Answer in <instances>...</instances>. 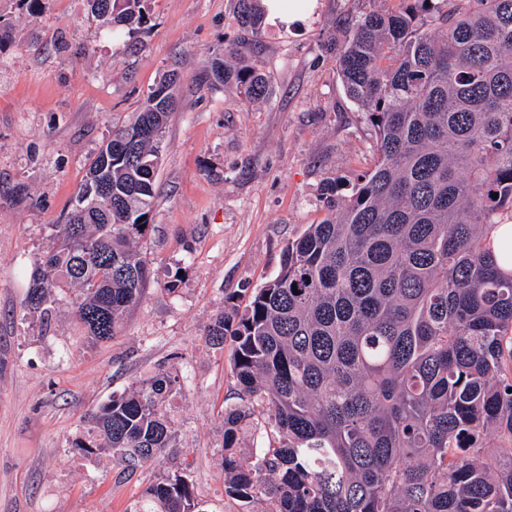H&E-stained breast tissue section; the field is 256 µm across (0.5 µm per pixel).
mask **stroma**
Returning a JSON list of instances; mask_svg holds the SVG:
<instances>
[{"label": "stroma", "mask_w": 512, "mask_h": 512, "mask_svg": "<svg viewBox=\"0 0 512 512\" xmlns=\"http://www.w3.org/2000/svg\"><path fill=\"white\" fill-rule=\"evenodd\" d=\"M361 0H313L295 27L241 32L235 0H147L133 31L103 25L87 0H0V512H133L167 473L200 512H238L224 493V411L238 404L231 347L204 329L246 306L283 251L375 161L374 128L346 96L330 43ZM255 56L270 99L245 104L204 81L224 49ZM169 70L180 76L158 199L141 245L150 279L112 340L89 343L67 306L46 322L24 307L30 274L63 223L89 161ZM174 440L160 464L124 469L70 443L85 413L159 373Z\"/></svg>", "instance_id": "stroma-1"}]
</instances>
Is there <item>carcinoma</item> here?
Wrapping results in <instances>:
<instances>
[{
  "mask_svg": "<svg viewBox=\"0 0 512 512\" xmlns=\"http://www.w3.org/2000/svg\"><path fill=\"white\" fill-rule=\"evenodd\" d=\"M88 2L105 22L144 17L145 0ZM363 2L336 66L376 130L377 160L345 194L327 183L326 218L288 243L244 310L205 328L219 348L232 337L248 402L224 413V492L254 512H512V269L491 245L512 225V0ZM264 16L262 0H236L255 39ZM206 79L236 84L247 103L271 94L257 59L215 54ZM176 83L164 73L91 160L32 272L30 313L68 305L99 342L140 301ZM173 382L161 373L112 396L71 447L159 463ZM256 405L269 445L247 454ZM134 512H195L192 487L164 475Z\"/></svg>",
  "mask_w": 512,
  "mask_h": 512,
  "instance_id": "cac0c4a2",
  "label": "carcinoma"
}]
</instances>
